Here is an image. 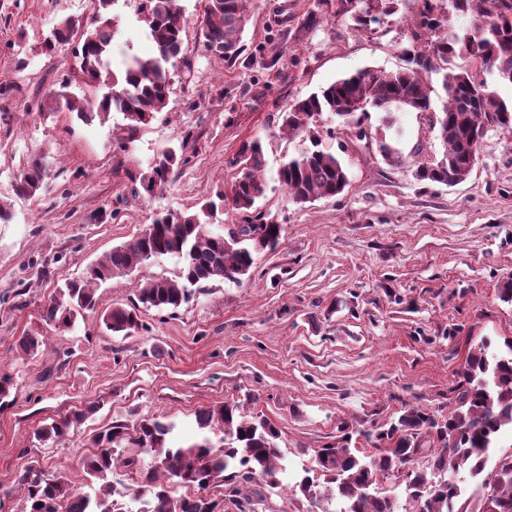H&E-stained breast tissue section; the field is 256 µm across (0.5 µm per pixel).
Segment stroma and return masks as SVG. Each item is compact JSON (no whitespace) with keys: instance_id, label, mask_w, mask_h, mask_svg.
Wrapping results in <instances>:
<instances>
[{"instance_id":"stroma-1","label":"stroma","mask_w":512,"mask_h":512,"mask_svg":"<svg viewBox=\"0 0 512 512\" xmlns=\"http://www.w3.org/2000/svg\"><path fill=\"white\" fill-rule=\"evenodd\" d=\"M179 5L186 33L168 105L130 135L115 112L86 123L48 108L49 91L63 84L91 95L75 43L43 48L56 23L90 25L91 0H0V202L13 213L0 223V374L17 386L14 403L0 408V512H25L29 467L67 472L96 493L82 461L112 421L168 419L178 446L197 434L198 411L221 402L265 414L281 430L287 471L263 512H322L321 500L291 490L319 448L345 435L366 447V433L409 406L447 414L468 353L512 338V303L500 298L512 277V133L488 127L466 181L419 182V160L443 148L420 114L398 110L386 137L399 163L339 128L323 144L347 170L343 193L300 205L277 182L281 163L308 146L283 132L282 112L357 70L404 67L412 0H396L393 14L365 25L324 0H250L233 61L203 47L204 0ZM111 13L117 72L152 46L138 0H116ZM256 139L266 159L256 207L284 232L241 282L209 281L178 309L144 311L130 336L106 332L95 313L69 329L42 321L57 285L158 215L230 192L241 148ZM170 147L182 148L187 164L162 191L135 194ZM35 157L46 190L17 196L14 179ZM181 265L167 256L112 278L98 290L101 307L132 306L141 278H172ZM32 331L44 350L18 356V339ZM95 401L101 409L75 433L37 441L41 426Z\"/></svg>"}]
</instances>
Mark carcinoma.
Segmentation results:
<instances>
[{
    "label": "carcinoma",
    "mask_w": 512,
    "mask_h": 512,
    "mask_svg": "<svg viewBox=\"0 0 512 512\" xmlns=\"http://www.w3.org/2000/svg\"><path fill=\"white\" fill-rule=\"evenodd\" d=\"M203 44L205 50L227 61L242 49V34L248 22L247 0H205ZM411 13L410 46L403 49L408 65L396 71L365 68L293 102L282 113V126L292 135L308 139L311 147L285 160L277 179L288 197L304 204L342 193L348 184L346 168L335 153L322 147V117L330 114L343 126L354 123L358 141L373 135L364 125L371 108L401 107L427 118L443 146L441 157L418 163L414 177L419 182L448 186L461 176L469 177L486 126L494 123L512 129V101H505L482 74L495 83L512 86V0H418ZM154 55L134 57L121 74L109 68L115 35L109 20L85 28L76 58L86 85L105 86L109 92L93 101L96 109L61 89L52 92L59 105L80 117L112 111L122 114L132 135L148 124L168 104L169 66L175 64L183 46L184 16L176 0H141ZM473 12L476 22L459 33L452 27V13ZM73 36L69 22L52 30L45 49L54 51ZM442 74L445 92L441 109L433 106V87L422 73ZM186 163L174 148L162 152L140 179L152 195L172 180ZM241 170L232 186L233 208L244 223L216 233L209 229L224 194L204 203L197 211L167 213L141 234L112 247L84 272L56 288L41 307L48 324L70 326L87 311L100 305L99 286L114 277L127 276L166 256L183 260L174 279H149L139 289L137 303L129 308L104 310L102 323L114 334L129 336L141 326L140 313L152 308L176 309L189 301L194 289L214 279L240 282L249 274L259 255L275 249L283 225L266 212H255L264 191L261 172L265 157L260 142L244 145ZM44 163L28 162L15 180L19 196L33 198L43 189ZM44 340L30 333L21 337L16 351L32 356L42 351ZM505 349L490 354L481 346L468 354L452 389L448 416L439 421L426 410L408 407L390 423L370 433L373 452L329 444L316 451V474L297 481L293 490L326 504L323 512H401L404 506L391 495L378 494L380 480L398 476L416 512H448V503L459 494L456 478L463 472L483 474L492 449L512 434V339ZM92 403L65 414L36 431L40 441L61 440L96 411ZM198 435L184 446H174L170 435L174 423L158 417L144 418L134 427L115 420L92 438L97 451L83 460L86 477L104 482L103 491L91 497L77 490L64 472L49 476L29 468L21 475L27 485L29 512H118L115 490L105 483L117 464L133 467L149 451L152 470L131 488V500L141 504L135 512H216L218 503L197 495L185 497L179 489L198 492L224 485V501L237 512H259L266 498L264 489L279 485L285 469L278 446L280 429L264 414L247 416L238 405L220 403L202 409L196 418ZM429 466L422 467L419 459ZM260 484L248 495L245 484ZM482 512H512V455L499 459L484 477Z\"/></svg>",
    "instance_id": "carcinoma-1"
}]
</instances>
